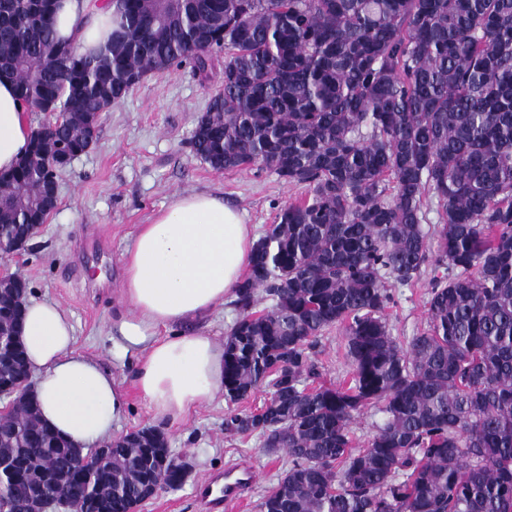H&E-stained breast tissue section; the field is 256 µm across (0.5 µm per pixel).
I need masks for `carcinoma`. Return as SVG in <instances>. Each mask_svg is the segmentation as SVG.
Listing matches in <instances>:
<instances>
[{
	"label": "carcinoma",
	"instance_id": "1",
	"mask_svg": "<svg viewBox=\"0 0 512 512\" xmlns=\"http://www.w3.org/2000/svg\"><path fill=\"white\" fill-rule=\"evenodd\" d=\"M57 0H0V69L20 99L70 120L34 132L0 176V225L24 238L44 212L45 154L86 148L83 127L150 71L189 61L203 74L224 53V88L198 118L193 154L216 171L273 170L305 196L256 242L224 340V397L255 389L257 412L224 420L282 448L288 469L261 512H512V0H112V33L94 54L63 50ZM440 224L426 231L424 207ZM429 329L392 336L391 289L425 265ZM22 288H0V333ZM270 306L252 312L258 295ZM343 328L350 378L320 382L311 350ZM382 414L362 448L352 425ZM155 437L115 443L95 469L21 402L0 419V448L67 472L58 494L87 487L128 512L161 468Z\"/></svg>",
	"mask_w": 512,
	"mask_h": 512
}]
</instances>
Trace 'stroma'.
I'll use <instances>...</instances> for the list:
<instances>
[{"mask_svg":"<svg viewBox=\"0 0 512 512\" xmlns=\"http://www.w3.org/2000/svg\"><path fill=\"white\" fill-rule=\"evenodd\" d=\"M224 57L216 55L206 74L183 64L149 72L120 104L102 113L96 144L60 171L56 211L17 257L5 258L27 281L28 294L58 302L69 314L77 351L95 359L121 382L127 406L114 436L155 427L148 405L129 383L134 356L119 357L112 345V321L121 310L124 254L140 225L167 205L173 194L208 192L243 212L256 235H263L278 211L305 195L269 169L217 172L191 151L198 117L223 84ZM430 269L412 286L393 291L386 311L391 333L401 341L427 330ZM315 358L327 384L348 377L342 330L322 332ZM256 391L232 402L217 397L185 421L164 426L169 446L190 467L181 489L160 490L139 512H208L200 488L216 473L249 462L255 482L224 512H260L266 491L288 467L285 451L269 452L256 435L230 436L227 416L262 406Z\"/></svg>","mask_w":512,"mask_h":512,"instance_id":"1","label":"stroma"}]
</instances>
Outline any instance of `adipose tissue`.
Returning a JSON list of instances; mask_svg holds the SVG:
<instances>
[{
  "label": "adipose tissue",
  "instance_id": "1",
  "mask_svg": "<svg viewBox=\"0 0 512 512\" xmlns=\"http://www.w3.org/2000/svg\"><path fill=\"white\" fill-rule=\"evenodd\" d=\"M58 38L99 50L112 32V6L59 0ZM31 128L13 77L0 73V174L24 154ZM257 237L238 210L207 193L174 194L141 225L124 256L113 340L136 358L133 381L162 423L186 419L224 389V349L179 324L223 303L248 268ZM22 336L37 376L33 394L43 422L78 448L110 439L126 406L118 381L74 348V330L59 303L30 300Z\"/></svg>",
  "mask_w": 512,
  "mask_h": 512
}]
</instances>
